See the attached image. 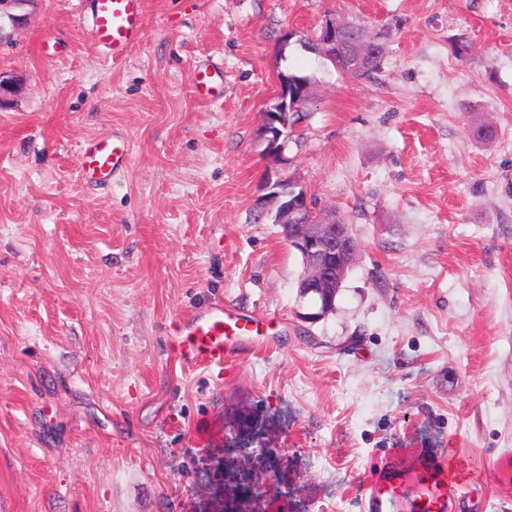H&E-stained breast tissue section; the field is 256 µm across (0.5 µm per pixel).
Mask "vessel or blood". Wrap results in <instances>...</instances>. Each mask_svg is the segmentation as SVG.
Wrapping results in <instances>:
<instances>
[{
    "instance_id": "1",
    "label": "vessel or blood",
    "mask_w": 512,
    "mask_h": 512,
    "mask_svg": "<svg viewBox=\"0 0 512 512\" xmlns=\"http://www.w3.org/2000/svg\"><path fill=\"white\" fill-rule=\"evenodd\" d=\"M144 0H92L89 32L112 57L123 59L145 34ZM196 94L207 101L224 97V82L217 67L198 69L193 75ZM130 140L123 132L104 131L83 147L80 174L84 182L107 185L127 167ZM258 321L236 308L215 304L187 317L176 344L188 363L220 367L250 346ZM368 512H455L462 496L440 472L405 474L386 468L365 491Z\"/></svg>"
}]
</instances>
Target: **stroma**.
<instances>
[{
  "label": "stroma",
  "instance_id": "35a3bbf8",
  "mask_svg": "<svg viewBox=\"0 0 512 512\" xmlns=\"http://www.w3.org/2000/svg\"><path fill=\"white\" fill-rule=\"evenodd\" d=\"M90 7L32 0L0 43V512H223L228 471L262 485L251 512H366L381 467L427 461L462 512H512V0H145L118 62ZM330 14L390 28L380 72L301 50ZM209 63L216 103L191 85ZM288 67L316 96L272 167ZM112 128L130 164L88 187L81 149ZM267 172L360 244L319 322L254 220ZM215 303L271 343L181 361V319ZM271 101L272 102L266 107L265 112L262 114L260 135L267 143L266 156L270 158L272 162H277L282 159L288 142V140L283 137L284 133L282 131L283 127L287 130L289 126L287 110L288 112H301V109L293 111L291 107L288 108V90L284 93V90L281 88L280 80L278 91ZM277 109H282L286 112H276ZM281 113L285 114L281 115ZM290 132L291 129H288L285 132V136Z\"/></svg>",
  "mask_w": 512,
  "mask_h": 512
}]
</instances>
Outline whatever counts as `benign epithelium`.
Returning a JSON list of instances; mask_svg holds the SVG:
<instances>
[{"mask_svg": "<svg viewBox=\"0 0 512 512\" xmlns=\"http://www.w3.org/2000/svg\"><path fill=\"white\" fill-rule=\"evenodd\" d=\"M345 23L347 20L334 15L325 19L313 37L320 55H336V26ZM281 109L288 110V93L280 88L263 112L260 126V135L267 143L266 156L273 162L282 159L287 146L283 129L289 123L287 115L279 113ZM262 190L265 194L257 203V211L263 213L270 204H277L276 222L284 229V240L304 259L298 296L311 304V311L300 318L316 323L336 309L338 288L354 264L358 242L336 209L313 205L307 193L297 192L288 180L268 176Z\"/></svg>", "mask_w": 512, "mask_h": 512, "instance_id": "benign-epithelium-1", "label": "benign epithelium"}]
</instances>
